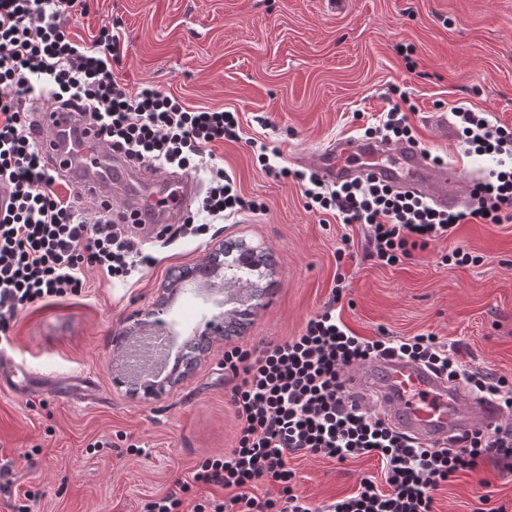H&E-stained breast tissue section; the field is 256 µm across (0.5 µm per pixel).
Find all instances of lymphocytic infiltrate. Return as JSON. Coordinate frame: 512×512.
<instances>
[{
    "mask_svg": "<svg viewBox=\"0 0 512 512\" xmlns=\"http://www.w3.org/2000/svg\"><path fill=\"white\" fill-rule=\"evenodd\" d=\"M86 6L87 0H0L1 334L30 305L81 295L86 267L120 279L139 256L124 225L83 214L77 195L58 191L27 120L26 100L33 92L81 110L112 151L137 164L161 161L186 170L240 130L237 113L195 109L155 88L121 84L112 63L126 50L122 30L104 26L91 40L77 41L66 29L73 12ZM451 112L462 127L466 155L512 159L511 129L491 125L462 105ZM249 145L266 171L301 182L308 209L364 229L372 257L386 265L410 258L459 225L512 223V166L480 178L474 207L448 211L369 179L332 189L317 175L276 166L258 140ZM210 173L202 201L206 213L226 219L259 211L223 168L211 167ZM345 282V274H337L330 298L298 335L225 349L224 373L234 381L240 430L234 448L206 457L194 475L231 493L229 500H211L209 512H226L231 505L236 512H434L435 491L456 473L476 470L489 458L512 471L511 429L476 431L454 446L428 448L347 394L343 378L349 370L378 357H400L465 380L476 395L512 410L505 380L463 369L435 333L369 339L351 331L336 308ZM298 453L340 463L374 455L382 472L361 478L353 494L316 505L295 489L288 459ZM259 480L279 485L278 496L254 495Z\"/></svg>",
    "mask_w": 512,
    "mask_h": 512,
    "instance_id": "f902f5d3",
    "label": "lymphocytic infiltrate"
}]
</instances>
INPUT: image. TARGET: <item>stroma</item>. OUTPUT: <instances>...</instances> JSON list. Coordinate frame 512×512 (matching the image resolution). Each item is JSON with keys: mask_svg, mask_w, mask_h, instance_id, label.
<instances>
[{"mask_svg": "<svg viewBox=\"0 0 512 512\" xmlns=\"http://www.w3.org/2000/svg\"><path fill=\"white\" fill-rule=\"evenodd\" d=\"M118 23L128 50L115 73L129 89L151 86L193 108L238 113L239 139L213 148L245 199L263 211L214 220L207 234L144 238L151 266L112 279L84 271L85 292L34 305L9 325L8 353L33 369L26 395L0 391V512H141L145 502L189 484L184 507L213 486L193 475L228 452L238 433L224 350L297 335L346 276L341 318L357 335L434 332L468 369L512 383V223L463 224L447 238L387 266L368 257L359 226L306 208L299 184L267 173L253 137L279 165L314 171L318 152L360 137L405 91L419 146L479 176L486 158H463L430 119L455 105L512 129V0H88L68 27L88 40ZM354 239L344 261L343 236ZM268 257L263 272L228 277L237 244ZM473 263H442L455 249ZM218 253L223 289L204 307L191 290L167 307L174 332L204 311L236 313L213 336L192 373L163 396L128 379L126 337L149 318L182 271ZM141 453L130 452V444ZM296 489L313 503L353 493L377 459L337 463L294 455ZM512 512V474L484 461L434 493L435 512H477L481 495Z\"/></svg>", "mask_w": 512, "mask_h": 512, "instance_id": "stroma-1", "label": "stroma"}]
</instances>
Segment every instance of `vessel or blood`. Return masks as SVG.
<instances>
[{
  "label": "vessel or blood",
  "mask_w": 512,
  "mask_h": 512,
  "mask_svg": "<svg viewBox=\"0 0 512 512\" xmlns=\"http://www.w3.org/2000/svg\"><path fill=\"white\" fill-rule=\"evenodd\" d=\"M34 127L49 167L89 201L94 210L132 226L147 225L160 237L183 223L200 193L197 180L150 164L133 165L100 145L96 127L68 110L35 108ZM317 171L328 184L366 175L408 190L442 209L461 204L467 171L435 166L415 146H396L349 136L320 154ZM345 387L359 398H375L384 419L419 442L446 447L475 430H491L502 419L493 401L475 397L461 383L419 364L385 358L348 372Z\"/></svg>",
  "instance_id": "obj_1"
}]
</instances>
